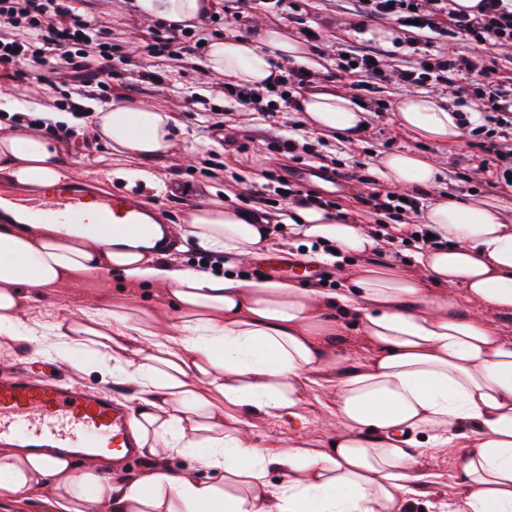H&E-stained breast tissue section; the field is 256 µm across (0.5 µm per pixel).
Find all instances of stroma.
Masks as SVG:
<instances>
[{
  "label": "stroma",
  "mask_w": 512,
  "mask_h": 512,
  "mask_svg": "<svg viewBox=\"0 0 512 512\" xmlns=\"http://www.w3.org/2000/svg\"><path fill=\"white\" fill-rule=\"evenodd\" d=\"M79 7L92 22L111 27L113 43L121 46L128 45L134 36L146 34L149 29L148 24L137 18L132 0H81ZM354 8V0H288L284 7L276 0H220L216 17L206 18L202 29L209 38L247 37L262 24L305 40L308 48L305 66L313 75L310 88L314 91L330 90V83L324 82L323 77L335 69L342 52L367 46L380 50L387 80L376 84L369 92L356 89L350 92L351 98L363 102L368 112L367 129L355 147L346 145L337 136L310 133L299 112L285 109L258 112L239 107L230 99L213 100V107L224 113V128L214 135H207L193 113L185 108L183 100L185 91L210 79L202 60L195 58L178 64L170 79L161 85L139 83V72L152 63L146 55L133 56L127 64L121 65L126 82L134 86L131 99H166L180 108L179 119L183 127L178 138L181 160L161 166L160 172L168 190L150 203L151 208L163 213L168 224L180 223L184 213L192 207L220 203L227 198L232 200L235 209L256 214L272 225L281 223L288 212L281 197L271 194L263 203H255L250 198L251 185H273L287 173L312 166L331 175L333 181L304 184L305 192L319 196L328 209L350 222L371 227L386 224L393 218L386 211L373 209L367 197L381 185L377 173L380 158L407 148L438 158L444 169L441 192L466 200L495 198L512 205V187L504 184L489 187L486 175L477 170L488 148L497 149L502 154L497 163L498 170L511 168L512 141L473 119L471 98H457L450 88L439 86L435 89L436 94L448 100L450 105L463 110L465 137L456 146L412 140L394 123L393 104L405 91L399 80L400 72L418 54L469 53L470 44L465 37L451 34L416 39L410 28L390 20H374L368 23V30L389 29L394 36L387 43L368 39L355 30ZM309 30L316 32V39L306 40L305 33ZM291 138L308 140L312 154L289 151L286 142ZM58 148L72 162L69 179L89 182L107 194L116 192L117 187L107 182L105 170L133 165L132 160L112 156L104 143L84 138L80 133L73 139L59 142ZM249 157L255 161L254 170L239 172L237 161ZM118 284V275L107 273L94 277L89 284L81 283L55 294L45 293L35 317L50 322L78 315L85 306L102 304V292L115 290ZM422 463L438 474L439 480L422 488L416 508L418 512H433L431 505L437 498L454 492L451 477L457 461L448 454L432 451Z\"/></svg>",
  "instance_id": "obj_1"
}]
</instances>
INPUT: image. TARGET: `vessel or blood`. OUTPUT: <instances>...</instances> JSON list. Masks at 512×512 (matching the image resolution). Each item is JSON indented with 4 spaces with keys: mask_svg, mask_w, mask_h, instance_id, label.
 I'll return each instance as SVG.
<instances>
[{
    "mask_svg": "<svg viewBox=\"0 0 512 512\" xmlns=\"http://www.w3.org/2000/svg\"><path fill=\"white\" fill-rule=\"evenodd\" d=\"M112 227L113 234L147 237L156 218L121 196L105 195L73 182L59 181L19 190L0 184V218L84 224L89 215ZM130 411L105 391L67 389L49 376L0 375V441L20 448H66L72 459L109 449L124 459L138 454L129 427Z\"/></svg>",
    "mask_w": 512,
    "mask_h": 512,
    "instance_id": "b4317fda",
    "label": "vessel or blood"
}]
</instances>
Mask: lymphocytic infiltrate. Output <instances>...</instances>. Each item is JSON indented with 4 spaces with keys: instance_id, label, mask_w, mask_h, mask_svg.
Returning <instances> with one entry per match:
<instances>
[{
    "instance_id": "f902f5d3",
    "label": "lymphocytic infiltrate",
    "mask_w": 512,
    "mask_h": 512,
    "mask_svg": "<svg viewBox=\"0 0 512 512\" xmlns=\"http://www.w3.org/2000/svg\"><path fill=\"white\" fill-rule=\"evenodd\" d=\"M356 13L365 19H391L400 26L415 24L417 31L441 35L456 32L468 38L472 54L431 55L404 70L405 85L450 84L453 77L470 74L478 93L474 100L486 121L512 135V85L496 66L483 64V56L498 46L512 44V0H481L476 13L454 8L452 0H355ZM10 32L0 33V67L12 69L17 81L29 80V64L42 66V84L58 80L74 83L69 109L80 107L93 89L108 90L119 76L114 67L112 36L72 9L67 0H0V18ZM205 44L189 29L170 30L168 36L151 35L140 50L155 59L182 61Z\"/></svg>"
}]
</instances>
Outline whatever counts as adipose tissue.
<instances>
[{
  "instance_id": "ef3b65f1",
  "label": "adipose tissue",
  "mask_w": 512,
  "mask_h": 512,
  "mask_svg": "<svg viewBox=\"0 0 512 512\" xmlns=\"http://www.w3.org/2000/svg\"><path fill=\"white\" fill-rule=\"evenodd\" d=\"M213 0H136L142 18L197 26ZM305 45L275 28L209 41L217 79L264 89L281 62H304ZM306 126L358 141L366 111L342 93L298 95ZM49 120L89 130L137 167L111 177L154 196L166 184L157 161L171 159L179 122L161 102L96 104L88 118ZM397 127L436 145L457 144L456 108L427 93L399 96ZM68 161L38 131L0 135V172L43 186ZM380 179L429 193L423 220L441 246L415 251L413 269L377 260L381 242L362 225L308 205L287 223L307 263L358 258L329 290L291 279L235 273L269 245L267 225L218 205L187 211L181 230L224 253L227 272L158 258L140 240L106 225L0 221V349L37 352L81 371L95 364L131 392L134 434L144 455L195 453L207 476L151 468L113 482L108 453L73 472L59 455L0 448V501L37 495L55 512H412L433 476L419 458L433 447L459 454L458 490L448 512H512V336L495 323L512 314V222L497 201H464L431 190L436 162L413 150L384 155ZM120 276L123 298L79 316L39 322L42 289L102 271ZM356 331L358 343L346 335ZM316 399L338 430L328 447L286 446L245 436L246 420L296 431ZM287 478L272 484L270 468Z\"/></svg>"
}]
</instances>
